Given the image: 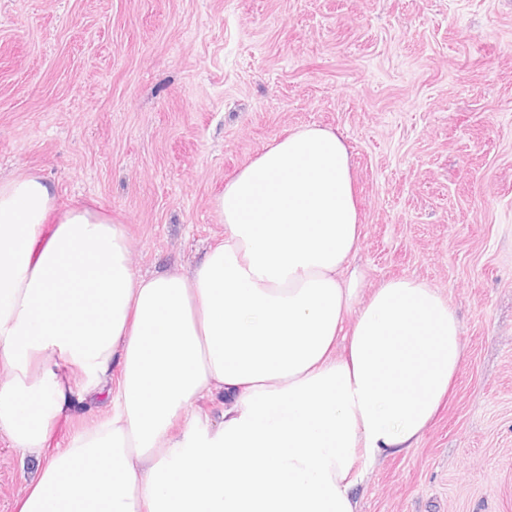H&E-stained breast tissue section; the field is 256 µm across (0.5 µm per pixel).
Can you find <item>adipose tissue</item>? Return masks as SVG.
Returning <instances> with one entry per match:
<instances>
[{
    "mask_svg": "<svg viewBox=\"0 0 512 512\" xmlns=\"http://www.w3.org/2000/svg\"><path fill=\"white\" fill-rule=\"evenodd\" d=\"M0 178V433L35 472L16 512H358L378 461L412 448L465 359L456 313L415 278L367 301L350 154L317 125L224 183V236L150 276L124 225ZM116 404L63 448L72 396ZM221 398L214 428L188 424Z\"/></svg>",
    "mask_w": 512,
    "mask_h": 512,
    "instance_id": "1",
    "label": "adipose tissue"
}]
</instances>
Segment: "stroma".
I'll return each mask as SVG.
<instances>
[{
	"mask_svg": "<svg viewBox=\"0 0 512 512\" xmlns=\"http://www.w3.org/2000/svg\"><path fill=\"white\" fill-rule=\"evenodd\" d=\"M313 124L351 154L361 298L425 280L466 351L361 512H512V0H0V178L109 212L138 274L193 268L225 179ZM72 404L62 447L112 409ZM33 470L0 434V512Z\"/></svg>",
	"mask_w": 512,
	"mask_h": 512,
	"instance_id": "1",
	"label": "stroma"
}]
</instances>
